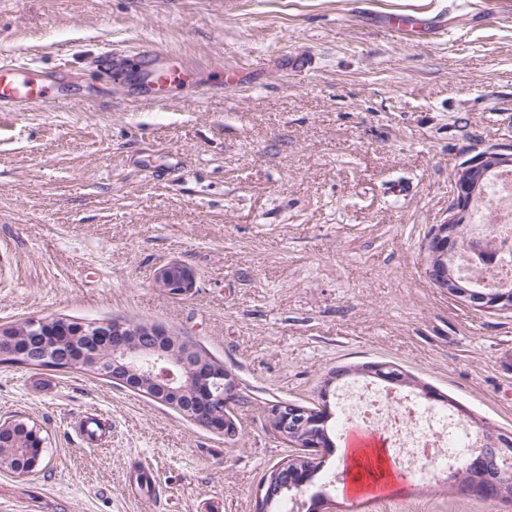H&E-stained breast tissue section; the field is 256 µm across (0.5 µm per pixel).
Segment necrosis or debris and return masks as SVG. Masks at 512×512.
Wrapping results in <instances>:
<instances>
[{
    "instance_id": "obj_1",
    "label": "necrosis or debris",
    "mask_w": 512,
    "mask_h": 512,
    "mask_svg": "<svg viewBox=\"0 0 512 512\" xmlns=\"http://www.w3.org/2000/svg\"><path fill=\"white\" fill-rule=\"evenodd\" d=\"M473 214L458 272L486 289L512 285V171L490 179L473 203ZM340 410L344 424L384 436L398 462L423 482L460 464L481 444L479 434L452 413L378 384L352 386Z\"/></svg>"
}]
</instances>
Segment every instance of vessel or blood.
Masks as SVG:
<instances>
[{
	"label": "vessel or blood",
	"instance_id": "obj_1",
	"mask_svg": "<svg viewBox=\"0 0 512 512\" xmlns=\"http://www.w3.org/2000/svg\"><path fill=\"white\" fill-rule=\"evenodd\" d=\"M66 66L46 73L25 64L0 61V108L20 112L44 105L49 100H65L62 89ZM191 71L188 63L168 65L166 54L148 50L129 78L146 99L160 100L164 87L180 84Z\"/></svg>",
	"mask_w": 512,
	"mask_h": 512
}]
</instances>
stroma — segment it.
<instances>
[{
    "mask_svg": "<svg viewBox=\"0 0 512 512\" xmlns=\"http://www.w3.org/2000/svg\"><path fill=\"white\" fill-rule=\"evenodd\" d=\"M391 12L439 25L404 35ZM155 48L195 68L160 104L96 66ZM0 60L67 65L80 89L0 112V326L156 324L244 395L228 440L105 378L0 359V419L50 441L42 471H0V512H256L296 453L268 406L316 403L339 366L393 364L422 403L512 432V312L450 298L423 249L460 171L512 154V14L495 0H0ZM171 261L191 294L154 287ZM82 416L105 424L98 443ZM321 461L297 498L330 494L326 512H512L449 471L371 501L330 492L336 449ZM276 472H280L279 475L282 485H288V469H280V467H277L269 473V477H272ZM278 494L279 491H276L274 476L270 480L267 478L263 481L257 493L258 512H273L272 505Z\"/></svg>",
    "mask_w": 512,
    "mask_h": 512,
    "instance_id": "1",
    "label": "stroma"
}]
</instances>
